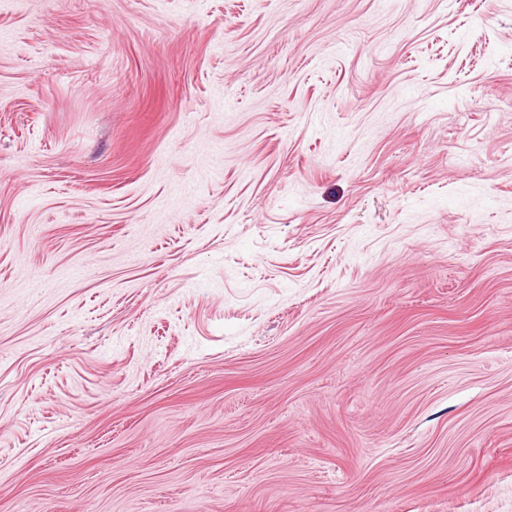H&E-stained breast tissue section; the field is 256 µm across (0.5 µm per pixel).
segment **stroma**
<instances>
[{
	"label": "stroma",
	"mask_w": 512,
	"mask_h": 512,
	"mask_svg": "<svg viewBox=\"0 0 512 512\" xmlns=\"http://www.w3.org/2000/svg\"><path fill=\"white\" fill-rule=\"evenodd\" d=\"M0 512H512V0H0Z\"/></svg>",
	"instance_id": "stroma-1"
}]
</instances>
